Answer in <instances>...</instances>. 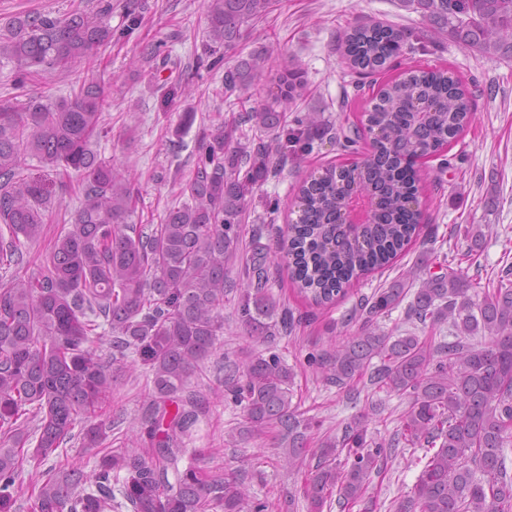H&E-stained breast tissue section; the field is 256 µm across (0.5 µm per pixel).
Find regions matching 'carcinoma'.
I'll return each instance as SVG.
<instances>
[{"instance_id": "carcinoma-1", "label": "carcinoma", "mask_w": 512, "mask_h": 512, "mask_svg": "<svg viewBox=\"0 0 512 512\" xmlns=\"http://www.w3.org/2000/svg\"><path fill=\"white\" fill-rule=\"evenodd\" d=\"M276 2L208 0L199 63L221 50L236 53ZM399 5L420 13L437 35L512 59V0ZM111 15L108 2L88 13L14 17L0 26V57L14 63L21 86L50 72L69 73L112 43ZM408 39L404 29L369 20L344 33L338 51L350 69L371 75L388 70ZM278 56L262 46L237 53L224 70L228 107H241V122L260 132L276 131L280 113L305 88L296 64L273 73ZM111 88L110 76L93 70L68 97H0V268L26 264L23 243L49 232L55 202L28 172L26 158L62 176L78 174L80 193L72 223L57 230L32 272L0 278V512H10L25 488L34 512H264L268 506L252 500L242 478L199 465L204 452L181 465L184 436L199 411L224 397L219 387L208 396L189 389V379L224 328L246 196L267 176L271 155L299 157L296 145L322 124L321 113H306L297 131L267 142L236 141L235 129L214 125L182 190L188 200L170 208L160 224H136L131 173L95 149L106 133L101 118ZM257 93L267 102L245 107ZM375 99L361 119L371 155L304 180L298 218L279 246L294 286L318 307L336 302L352 281L389 264L412 242L421 221L417 161L441 152L473 119L461 80L441 69L410 67L379 86ZM353 193L370 200L360 224L347 223ZM277 258L240 265L237 314L255 342L292 327L288 307L252 287L253 275ZM412 285L408 277L393 282L365 305L367 314L399 305ZM471 288L464 274L450 271L414 292L412 318L451 321L456 335L448 342L392 336L366 322L359 334L334 340L317 363L340 389L367 374L378 389L410 397L400 437L367 438L363 414L341 438L325 435L309 447L318 424L293 402L292 369L271 353L224 365V386L244 409L228 443L267 441L284 449L288 469L315 457L304 485L313 512L334 496L348 510L364 501L379 459L400 447L424 449L414 459L423 467L394 512H512V473L503 454L512 441V283L483 294ZM104 326L111 331L109 363L95 347ZM485 333L489 343L476 340ZM130 353L151 374L143 403L146 447L135 437L124 448H105L89 473L68 463L45 467L79 421L85 447L105 439L95 419L112 395V371H125ZM342 455L351 463L341 462Z\"/></svg>"}]
</instances>
